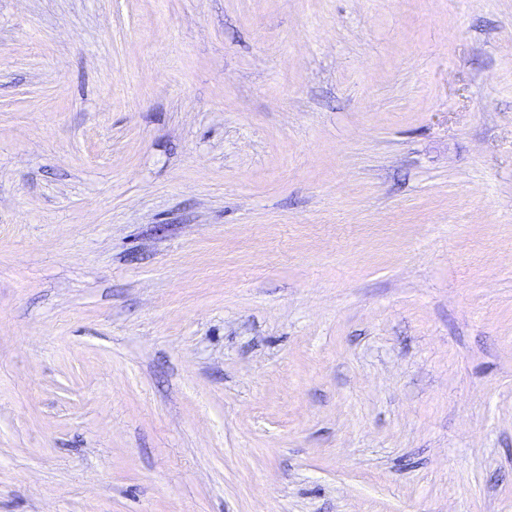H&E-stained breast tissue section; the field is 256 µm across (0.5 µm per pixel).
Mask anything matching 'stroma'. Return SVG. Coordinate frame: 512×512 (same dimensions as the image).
<instances>
[{
  "mask_svg": "<svg viewBox=\"0 0 512 512\" xmlns=\"http://www.w3.org/2000/svg\"><path fill=\"white\" fill-rule=\"evenodd\" d=\"M0 512H512V0H0Z\"/></svg>",
  "mask_w": 512,
  "mask_h": 512,
  "instance_id": "stroma-1",
  "label": "stroma"
}]
</instances>
